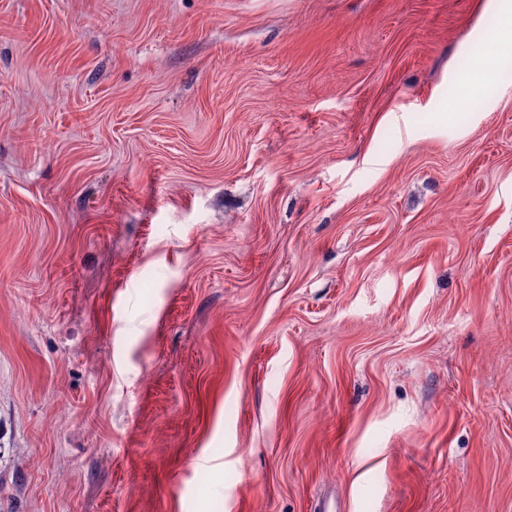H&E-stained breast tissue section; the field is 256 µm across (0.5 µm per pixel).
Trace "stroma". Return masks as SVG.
<instances>
[{"instance_id":"1","label":"stroma","mask_w":512,"mask_h":512,"mask_svg":"<svg viewBox=\"0 0 512 512\" xmlns=\"http://www.w3.org/2000/svg\"><path fill=\"white\" fill-rule=\"evenodd\" d=\"M492 15L0 0V512H512Z\"/></svg>"}]
</instances>
